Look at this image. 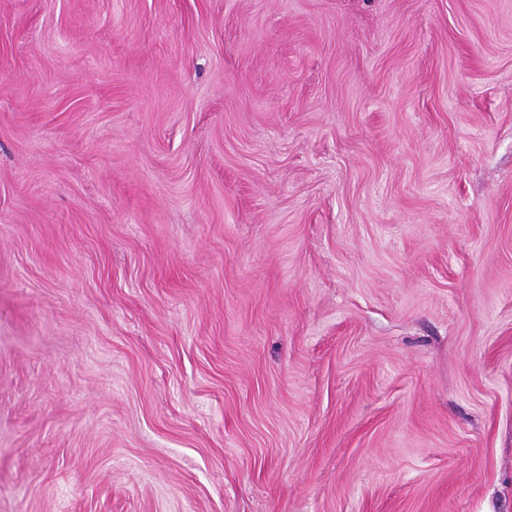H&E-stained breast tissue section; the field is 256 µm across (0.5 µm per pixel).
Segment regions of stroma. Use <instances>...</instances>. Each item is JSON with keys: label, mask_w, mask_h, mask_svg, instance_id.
<instances>
[{"label": "stroma", "mask_w": 512, "mask_h": 512, "mask_svg": "<svg viewBox=\"0 0 512 512\" xmlns=\"http://www.w3.org/2000/svg\"><path fill=\"white\" fill-rule=\"evenodd\" d=\"M0 512H512V0H0Z\"/></svg>", "instance_id": "1"}]
</instances>
